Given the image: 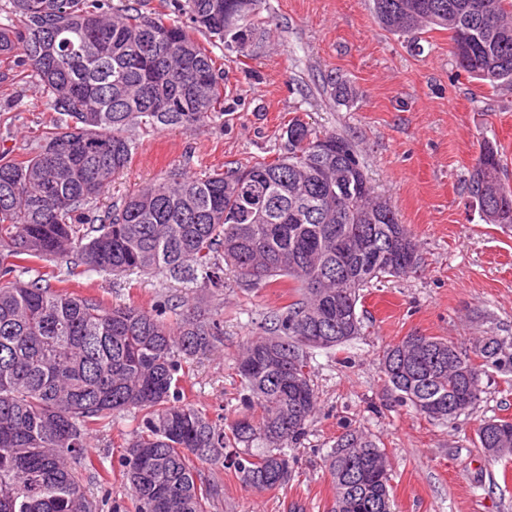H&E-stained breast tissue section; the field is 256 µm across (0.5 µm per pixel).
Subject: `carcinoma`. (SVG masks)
Here are the masks:
<instances>
[{
  "mask_svg": "<svg viewBox=\"0 0 512 512\" xmlns=\"http://www.w3.org/2000/svg\"><path fill=\"white\" fill-rule=\"evenodd\" d=\"M146 2L0 3V62H13L0 81L35 80L60 116L26 160L0 152V512H96L77 472L96 470L88 435L132 411L120 465L134 512H209L220 492L203 464L228 465L256 490L287 484L288 447L317 406L310 352L357 335L359 291L421 261L351 142L298 116L270 160L151 183L94 208L132 161V129H192L224 111V72L193 32L225 45L241 22L252 40L237 52L249 56L264 24L261 0L243 19L241 0H168V14ZM372 3L385 30H446L459 70L512 85V0ZM503 172L498 149L484 144L468 192L489 224H512ZM60 259L185 288L220 289L226 270L254 288L287 285L288 304L237 361L243 416L226 427L186 396L190 365L216 348L223 321L187 298L170 307L169 322L56 289L37 265ZM381 365L402 401L447 422L476 408L484 368L512 369V340L483 336L467 349L410 335L383 350ZM477 437L484 454L512 461L511 420H486ZM363 458L379 479L357 483ZM327 464L329 512H391L392 462L374 439L342 436Z\"/></svg>",
  "mask_w": 512,
  "mask_h": 512,
  "instance_id": "carcinoma-1",
  "label": "carcinoma"
}]
</instances>
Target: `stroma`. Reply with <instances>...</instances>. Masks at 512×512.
Returning <instances> with one entry per match:
<instances>
[{"instance_id":"1","label":"stroma","mask_w":512,"mask_h":512,"mask_svg":"<svg viewBox=\"0 0 512 512\" xmlns=\"http://www.w3.org/2000/svg\"><path fill=\"white\" fill-rule=\"evenodd\" d=\"M263 46L244 58L224 46V112L206 126L135 132L138 149L115 175L100 205L173 174L202 175L231 162L276 156L286 125L303 118L349 139L377 192L420 246L417 273L387 278L361 292L358 335L333 352L314 351L318 408L304 437L288 450L292 475L272 491L246 487L234 470L205 466L222 486L211 512H328L334 489L326 456L350 430L370 435L392 463V512H512V463L491 461L477 443L481 420L512 419V371L489 369L471 415L433 422L392 392L381 369L385 347L405 336L439 337L472 347L477 338H512V226L485 223L470 202L469 173L483 143L497 146L512 177V86L490 87L461 72L448 34L418 40L383 30L372 0H263ZM352 89L336 101L329 77ZM35 84L0 83V151L30 153L40 124L54 120ZM65 289L104 304L146 310L204 297L224 319V341L194 360L191 398L210 417L233 421L242 391L235 366L242 347L264 335L268 313L288 301L282 286L253 288L227 273L223 289L185 288L159 275L87 273ZM119 427L94 432L89 455L110 474L113 500L128 489L119 459Z\"/></svg>"}]
</instances>
